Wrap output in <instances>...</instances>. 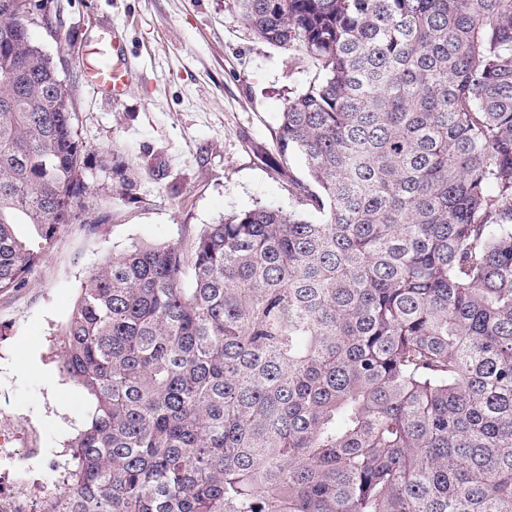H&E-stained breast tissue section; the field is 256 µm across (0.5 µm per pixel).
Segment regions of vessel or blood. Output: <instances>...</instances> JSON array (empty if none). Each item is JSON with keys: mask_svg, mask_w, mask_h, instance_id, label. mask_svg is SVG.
Returning <instances> with one entry per match:
<instances>
[{"mask_svg": "<svg viewBox=\"0 0 512 512\" xmlns=\"http://www.w3.org/2000/svg\"><path fill=\"white\" fill-rule=\"evenodd\" d=\"M116 48V42L107 36L89 42L80 69L99 93L118 100L128 93L130 84L126 68L113 61Z\"/></svg>", "mask_w": 512, "mask_h": 512, "instance_id": "obj_1", "label": "vessel or blood"}]
</instances>
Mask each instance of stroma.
Returning a JSON list of instances; mask_svg holds the SVG:
<instances>
[{
	"mask_svg": "<svg viewBox=\"0 0 512 512\" xmlns=\"http://www.w3.org/2000/svg\"><path fill=\"white\" fill-rule=\"evenodd\" d=\"M105 27L131 74L118 101L78 66ZM29 29L73 87L86 184L99 204L56 234L27 287L0 292V421L18 432L20 448L9 473L39 492L60 487L55 462L90 406L59 363L90 272L133 243L178 241L257 205L287 206V178L257 151L273 150L287 98L306 89L314 68L253 36L237 0H53ZM124 179L130 190L113 197Z\"/></svg>",
	"mask_w": 512,
	"mask_h": 512,
	"instance_id": "obj_1",
	"label": "stroma"
}]
</instances>
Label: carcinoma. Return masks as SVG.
I'll use <instances>...</instances> for the list:
<instances>
[{"label":"carcinoma","instance_id":"carcinoma-1","mask_svg":"<svg viewBox=\"0 0 512 512\" xmlns=\"http://www.w3.org/2000/svg\"><path fill=\"white\" fill-rule=\"evenodd\" d=\"M21 2L0 0L1 292L97 206ZM238 3L317 63L257 149L288 207L91 271L61 366L94 405L35 512H512V0Z\"/></svg>","mask_w":512,"mask_h":512}]
</instances>
